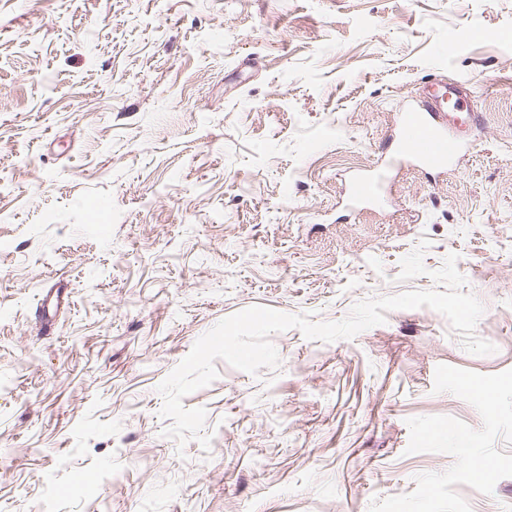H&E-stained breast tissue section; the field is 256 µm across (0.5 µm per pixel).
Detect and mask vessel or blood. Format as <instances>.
<instances>
[{
  "label": "vessel or blood",
  "instance_id": "1",
  "mask_svg": "<svg viewBox=\"0 0 512 512\" xmlns=\"http://www.w3.org/2000/svg\"><path fill=\"white\" fill-rule=\"evenodd\" d=\"M469 94L464 83L432 82L424 92V105L409 106L401 114L396 159L439 170L456 164L470 130L479 123L470 109ZM380 189V178L360 175L351 183L350 196L365 202L374 199Z\"/></svg>",
  "mask_w": 512,
  "mask_h": 512
}]
</instances>
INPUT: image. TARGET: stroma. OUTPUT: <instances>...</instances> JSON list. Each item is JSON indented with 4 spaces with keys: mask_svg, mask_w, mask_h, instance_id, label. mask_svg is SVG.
<instances>
[{
    "mask_svg": "<svg viewBox=\"0 0 512 512\" xmlns=\"http://www.w3.org/2000/svg\"><path fill=\"white\" fill-rule=\"evenodd\" d=\"M435 78L471 82L481 127L444 172L389 164ZM452 253L495 353L427 307L292 328L276 368L220 360L184 398L210 447L167 437L158 386L224 318L339 321ZM441 364L512 369V0H0V512H369L455 462L406 454L408 418L483 425ZM455 490L512 512V477ZM380 189V177L360 175L351 183L350 196L355 202H365L374 199L379 194Z\"/></svg>",
    "mask_w": 512,
    "mask_h": 512,
    "instance_id": "1",
    "label": "stroma"
}]
</instances>
